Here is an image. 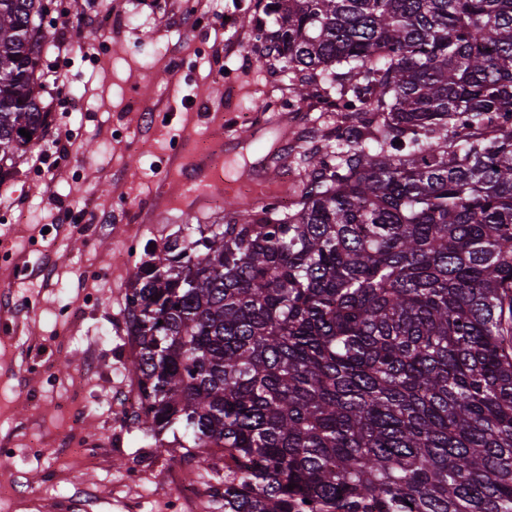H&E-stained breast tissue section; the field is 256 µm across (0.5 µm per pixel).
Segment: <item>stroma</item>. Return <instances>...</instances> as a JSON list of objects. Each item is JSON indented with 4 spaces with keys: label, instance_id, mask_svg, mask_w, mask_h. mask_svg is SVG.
<instances>
[{
    "label": "stroma",
    "instance_id": "35a3bbf8",
    "mask_svg": "<svg viewBox=\"0 0 512 512\" xmlns=\"http://www.w3.org/2000/svg\"><path fill=\"white\" fill-rule=\"evenodd\" d=\"M60 2L48 33L89 13L105 25L84 47L44 49V70L63 86L47 98L48 134L77 129L68 153H28L0 184V320L10 325L0 347V486L15 493L0 512H168L191 464L155 454L140 425H119L109 411L130 357L123 308L134 270L112 256L132 236L159 248L185 225L223 223V198L195 214L159 193L179 141L222 129L229 191L246 196V173L270 164L289 197L305 179L304 155L335 135L341 115L311 113L302 136L286 112L232 122L231 110L262 109L295 81L278 56L256 68L261 51L242 30L216 38L211 16L189 0ZM77 99L87 109L74 110ZM32 295L41 300L33 313ZM65 306L80 313L77 331L55 318ZM78 438L94 441L91 460L66 453Z\"/></svg>",
    "mask_w": 512,
    "mask_h": 512
}]
</instances>
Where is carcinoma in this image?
Segmentation results:
<instances>
[{
    "label": "carcinoma",
    "instance_id": "cac0c4a2",
    "mask_svg": "<svg viewBox=\"0 0 512 512\" xmlns=\"http://www.w3.org/2000/svg\"><path fill=\"white\" fill-rule=\"evenodd\" d=\"M50 2L0 0V182L53 122ZM264 10L296 97L349 112L290 207L135 266L136 421L225 462L224 512H512V0Z\"/></svg>",
    "mask_w": 512,
    "mask_h": 512
}]
</instances>
